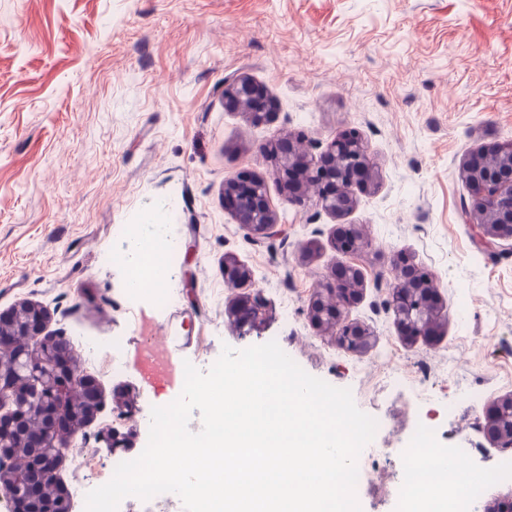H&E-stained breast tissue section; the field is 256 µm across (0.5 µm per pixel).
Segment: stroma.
Segmentation results:
<instances>
[{"label": "stroma", "mask_w": 512, "mask_h": 512, "mask_svg": "<svg viewBox=\"0 0 512 512\" xmlns=\"http://www.w3.org/2000/svg\"><path fill=\"white\" fill-rule=\"evenodd\" d=\"M234 74L266 90L270 122L227 106ZM352 129L377 183L341 217L313 200L289 204L265 145ZM510 140L512 0H0V312L46 307L47 333L69 340L102 391L65 453L64 487L107 483L116 459L145 448L152 407L179 394L140 377L146 319L176 362L205 372L223 346L274 340L307 373L350 389L360 410L375 406L383 425L372 445L394 453L367 468L361 512H403L396 451L418 420L481 477L480 508L511 497L512 481L492 473L512 452L491 444L485 408L464 393L485 403L512 394V245L482 255L461 175L468 155ZM230 177L263 180L283 234L248 238L224 205ZM149 217L180 245L163 311L147 296L128 302L116 260ZM342 224L362 226L369 247L337 251ZM311 243L315 259L299 262ZM228 255L253 270L254 286L225 283ZM402 255L435 277L445 315L436 343H404L384 306ZM342 264L365 278L346 312L376 334L360 355L307 316L316 285ZM255 287L267 319L249 333L226 308ZM115 336L129 359L120 372L109 367ZM109 426L123 447L100 438Z\"/></svg>", "instance_id": "35a3bbf8"}]
</instances>
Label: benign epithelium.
I'll return each instance as SVG.
<instances>
[{
	"mask_svg": "<svg viewBox=\"0 0 512 512\" xmlns=\"http://www.w3.org/2000/svg\"><path fill=\"white\" fill-rule=\"evenodd\" d=\"M264 91L251 79L240 76L226 81L224 99L248 114L257 125L269 121L271 112L258 104ZM281 176L290 188L289 202L305 203L315 191L321 208L334 216L352 210V189H365L377 179L360 138L352 133L335 138L326 147L307 148L291 141L275 144ZM472 197L484 213L481 243L512 242V141L490 151L471 154L463 165ZM239 179L224 182V199L238 196L232 204L241 226L255 237L277 231V217L261 181H248L249 190L238 195ZM369 245L355 226H342L335 237L337 249L359 251ZM224 280L248 284L252 271L233 257L224 258ZM394 284L387 308L392 311L402 340L433 343L441 337L443 307L434 276L408 259L393 265ZM364 275L354 265L335 268L316 288L307 314L313 326L335 336L344 350L361 354L372 348L376 335L371 327L349 323L345 310L363 294ZM240 325L265 321L266 301L260 292L237 301L228 309ZM50 313L42 305L21 302L0 312V498L10 510L17 503L27 512H71V502L60 484L63 449L72 447L76 434L100 409L98 384L75 364L70 342L64 336H48ZM486 433L497 447L512 450V395L492 402L486 409Z\"/></svg>",
	"mask_w": 512,
	"mask_h": 512,
	"instance_id": "obj_1",
	"label": "benign epithelium"
}]
</instances>
